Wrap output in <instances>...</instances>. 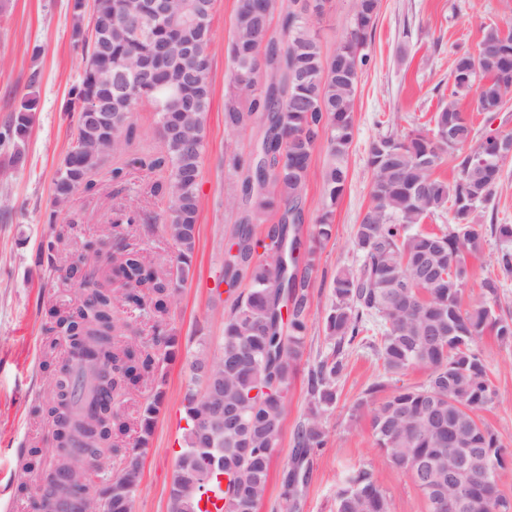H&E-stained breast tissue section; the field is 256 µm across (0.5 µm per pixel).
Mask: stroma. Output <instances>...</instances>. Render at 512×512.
Listing matches in <instances>:
<instances>
[{
	"instance_id": "stroma-1",
	"label": "stroma",
	"mask_w": 512,
	"mask_h": 512,
	"mask_svg": "<svg viewBox=\"0 0 512 512\" xmlns=\"http://www.w3.org/2000/svg\"><path fill=\"white\" fill-rule=\"evenodd\" d=\"M234 5L235 0H216L213 11L212 95L205 116L196 247L189 278L167 315L178 351L160 365L156 384L139 387L122 406L127 420L135 421L154 389L164 391L148 446L137 448L135 436H127L121 452L109 461L108 472L114 475L132 450L141 454V488L131 503V512H169L191 362L203 352L218 355L224 313L237 292L246 289L241 283L236 292L228 293L222 283L225 248L235 234L241 212L239 204L231 200L241 177L229 159L250 154L259 134L255 124L238 129L224 124V97L232 77L228 46L233 36ZM353 8L354 0H331L317 26L325 51L334 52L345 36ZM510 21L512 0H381L377 25L366 46L368 64L360 76L348 178L334 209L332 236L321 243L319 260L310 274L309 330L286 398L284 430L258 512H284L280 475L290 459L294 428L307 411L308 373L329 351L323 316L332 303V278L339 270H355L361 264L354 233L370 203L371 141L383 134L422 127L448 94L455 52H477L485 26ZM71 27L70 0H0V125L8 121L29 87L38 91V106L21 162L11 164L12 148H0V512H33V504L42 494L49 463L28 472L23 468L22 455L35 443L50 446L53 436L38 414L52 381L51 372L44 367L48 338L43 328L49 308L68 310L80 302L74 289L61 286L54 271L35 262L48 232L44 213L52 199L53 178L71 142L64 103L82 62ZM36 44L42 47L37 57L32 54ZM134 123V144L111 156L95 173L97 194L74 193L63 205L59 220L65 223L72 214H80L82 222L76 226L73 240L80 247L94 245L110 225L113 207H136L141 219L124 230V239L166 268L176 247L162 231L165 206L149 193L150 185L163 174L146 171L135 163L136 157L161 150L151 103H139ZM325 160L324 146H317L303 200L301 236L306 240L323 206L321 172ZM115 164L127 168V184H112L109 171ZM503 248V243L490 234L483 251L471 258L463 306L480 300V283L495 271ZM476 347L496 390L494 403L482 411L481 418L504 445L512 448V339L502 340L489 333ZM376 381L384 382L390 393L402 384L425 385L427 375L416 369L390 379L375 348L363 344L348 352L346 369L336 385V402L322 417L328 443L313 460L302 512H336L337 486L346 472L363 466L374 470L390 497L391 512H427L426 501L409 475L392 467L376 447L368 416L353 413L366 389ZM22 483L28 487L23 500L17 496Z\"/></svg>"
}]
</instances>
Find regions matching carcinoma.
Here are the masks:
<instances>
[{"instance_id":"cac0c4a2","label":"carcinoma","mask_w":512,"mask_h":512,"mask_svg":"<svg viewBox=\"0 0 512 512\" xmlns=\"http://www.w3.org/2000/svg\"><path fill=\"white\" fill-rule=\"evenodd\" d=\"M151 2L93 0L88 6L74 0L71 5L74 43L85 59L112 66V74L161 47L167 48L168 58L156 78L136 79L125 93L118 90L117 81L93 70L78 72L66 102L73 137L53 180L52 205L79 190L95 191L93 174L110 153L135 136L136 105L151 102L164 152L140 157L138 164L150 171H169L150 192L167 206L164 232L177 247L175 263L160 274L141 251L123 245L117 246L114 259L125 285L133 286L123 293L124 300L153 310L160 319L190 274L196 246L205 114L212 93V17L202 31L150 22L144 12ZM328 2L236 0L229 47L233 84L224 102V121L239 128L256 116L262 134L250 159L233 162L243 173L242 216L233 243L237 255L224 265V278L234 283L245 278L249 287L224 314L220 356L212 360L203 354L193 363L194 386L184 395V446L175 463L170 512H203V497L186 493L190 486H203L207 493L224 486L227 512H257L266 491L282 434L285 399L309 329V272L316 266L317 244L331 235L334 208L345 189L358 84L367 63L364 48L380 10V0H356L345 38L328 54L315 29ZM276 11L279 38L267 36ZM111 20L112 37L90 33L91 26L100 29ZM450 81L448 97L427 125L400 136L380 135L369 145L371 200L354 236L362 263L355 271L337 273L331 283L333 301L323 321L330 352L310 372L307 417L294 432L291 460L282 472L288 512H300L313 459L327 445L321 418L336 402L345 351L373 329L380 333L378 354L386 374L401 376L420 369L428 375L426 385L401 386L383 399L377 398L381 383L369 388V399L360 402L357 411L369 412L377 446L411 478L424 465L429 483L449 495L482 498L483 512H497L502 497L499 471L512 451L481 421L480 412L496 392L475 344L487 332L512 338V320L495 309L501 280L512 277V251L501 252L499 275L481 282L482 300L464 309L461 293L470 278L469 259L485 244L477 210L512 187L503 177L507 157L498 153V139L487 135L474 149L477 135L468 116L470 111L501 112L512 99V24L486 26L477 54L456 55ZM86 101L97 105L93 121L81 108ZM36 106L32 93L21 101L0 131V143L14 146L27 138ZM448 131L450 144L445 142ZM321 141L329 155L322 174L324 207L308 245L299 236V224L312 155ZM452 153L459 159L456 175L450 181L437 177L439 162ZM267 212L279 215L268 244L256 239L252 229L253 220ZM444 214L448 227L438 232L418 229L425 220ZM138 221L139 213L128 206L116 211L112 227ZM46 223L47 243L36 262L47 263L64 282H79L87 309L50 313L46 331L70 341L72 364L63 368L65 392L52 394L40 412L52 424L55 438L74 451L101 446L118 450L129 431L125 419L114 423L112 432L91 431L109 398L96 376L99 362L124 361L133 390L155 362L173 356L176 338L157 327L155 353L132 341H116V297L98 288L100 274L86 268L81 253L72 254L66 266L57 264L58 245L80 223L79 215L58 224L51 209ZM211 382L220 391L206 395L204 387ZM162 399L163 392L156 391L139 414L141 448L148 444ZM221 402L240 411L241 423L211 437L201 434L200 426L210 423L213 406ZM454 429L463 431L466 447L481 449L482 458L479 472L450 484L448 468L463 452L448 447V431ZM140 478V459L131 456L120 475L99 488H87L85 494L106 499L109 512H130ZM43 497L55 512L75 510L76 494L50 479ZM335 504L336 512H390L387 493L367 467L347 474L336 489Z\"/></svg>"}]
</instances>
